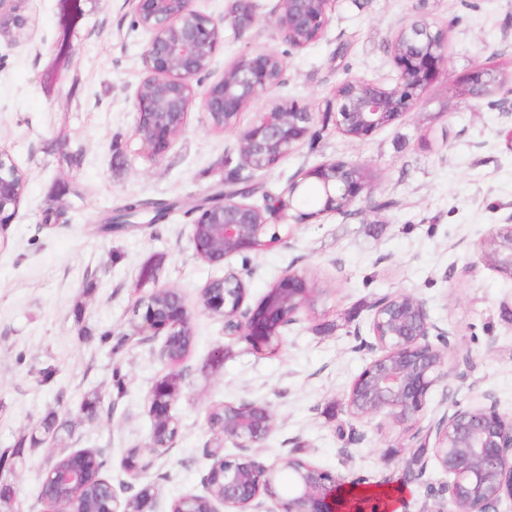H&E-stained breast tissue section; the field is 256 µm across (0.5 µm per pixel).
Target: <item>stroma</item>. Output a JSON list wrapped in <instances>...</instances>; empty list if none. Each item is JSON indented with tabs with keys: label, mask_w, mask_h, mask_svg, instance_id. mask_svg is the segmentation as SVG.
Instances as JSON below:
<instances>
[{
	"label": "stroma",
	"mask_w": 512,
	"mask_h": 512,
	"mask_svg": "<svg viewBox=\"0 0 512 512\" xmlns=\"http://www.w3.org/2000/svg\"><path fill=\"white\" fill-rule=\"evenodd\" d=\"M259 24L243 35L225 28L206 86L244 53L276 51L279 85L240 115L236 128L210 127L193 103L186 130L157 160L134 134L136 89L150 39L134 25L132 0H82L66 78L47 84L62 35L58 0H26V37L0 39V149L26 177L11 224L0 228V451L30 436L48 414L76 416L84 398L105 408L72 432L29 449L0 485L23 512H44L40 491L49 464L79 450L101 455L103 478L119 498L147 489L153 512L206 494L215 435L208 414L218 403L257 400L274 415L271 436L250 454L266 465L289 455L364 480L402 488L400 512H425L442 500L448 476L437 463L402 480L410 433L384 414L362 420L346 410L352 382L374 356V302L406 292L421 300L448 339V378L427 398L429 426L459 407L496 402L512 418V279L485 260L480 243L512 225V0H335L324 35L297 48L282 40L280 0H254ZM424 20L448 32L447 71L417 105L371 137L334 125L318 130L273 168L244 167L239 137L259 113L284 100L322 113L337 86L356 79L393 86L397 33ZM494 68L506 83L484 99L455 92L474 67ZM366 164L371 193L343 213L292 226L287 242L248 257L210 264L195 252L181 212L168 223L120 234L101 228L126 196L188 203L233 177L281 192L315 165ZM58 223H43L48 207ZM161 261L157 282L142 268ZM238 272L256 303L288 271L319 288L317 313L301 311L276 354L225 337L221 318L201 305L203 288ZM176 289L191 313L193 344L177 366L160 361L161 337L136 334L133 308L154 286ZM57 373L41 383L37 371ZM181 382L172 412L180 432L152 466L130 475L132 448L148 449V395L168 372Z\"/></svg>",
	"instance_id": "1"
}]
</instances>
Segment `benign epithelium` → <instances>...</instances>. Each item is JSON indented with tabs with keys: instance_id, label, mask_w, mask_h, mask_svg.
Returning a JSON list of instances; mask_svg holds the SVG:
<instances>
[{
	"instance_id": "obj_1",
	"label": "benign epithelium",
	"mask_w": 512,
	"mask_h": 512,
	"mask_svg": "<svg viewBox=\"0 0 512 512\" xmlns=\"http://www.w3.org/2000/svg\"><path fill=\"white\" fill-rule=\"evenodd\" d=\"M137 26L150 33L143 62L146 75L135 93L137 137L147 157L157 160L188 124L190 108L201 95V109L217 129L233 128L241 112L257 97L273 87L271 64L279 55L270 50L246 54L225 67L224 76L203 91L192 79L207 72L223 42L216 20L193 7V0H134ZM276 27L294 47L318 40L329 21L334 0H281ZM14 15L20 28L28 16L25 0H0V19ZM232 28L245 33L259 23L252 0H236L230 20ZM447 32L420 21L402 30L393 42V58L398 78L391 88L348 80L340 84L323 120L333 122L344 134L365 139L379 128L411 110L421 92L447 71ZM500 83L499 74L484 67L472 70L460 87L463 94L482 99L489 87ZM314 113L306 104L284 101L260 114L240 137V154L246 167L268 170L312 132ZM16 169L0 153V224L11 223L20 203L15 182ZM314 177L322 188V212H297L295 221L304 223L321 214L342 212L368 196L370 173L366 165L337 160L303 172ZM301 191L291 182L280 195L279 213L294 208ZM277 213V214H279ZM262 211L245 203L238 195L224 194V206L204 213L200 223L203 235L192 234L195 251L211 264L228 257L256 251L259 237L272 227ZM482 253L499 273L512 278V225L494 229L484 240ZM318 289L297 272L282 275L255 305L246 304L247 289L242 277L229 270L203 289L202 307L211 314L231 321L224 330L232 339L246 341L262 351L280 346L282 330L296 321V314L317 302ZM147 307L140 332L163 338L162 349L177 351L191 345L186 333L189 312L179 293L170 287L154 289L141 299ZM375 356L354 380L348 400H356L364 411L362 419L387 412L412 438L430 449L428 459L448 474L444 486L446 505L438 512H494L497 504L481 495L489 477L496 479L498 499H512V419L501 415L496 403L475 408H457L424 430L420 416L430 391L445 378V357L431 340L437 327L431 322L424 303L408 294L380 299L375 305L371 327ZM221 440L209 450V472L222 478L219 492L208 487V495H186L174 501L171 512H384L374 500L345 503L342 477L311 463L288 466L290 456L279 467L266 466L242 455L224 458V441L239 448H255L274 429L269 407L256 401L225 404L224 418L211 424ZM86 451L68 454L69 466L48 470L42 499L46 512L56 490L69 493V512H92L81 492L85 478L81 459ZM274 508L264 509L266 502Z\"/></svg>"
}]
</instances>
